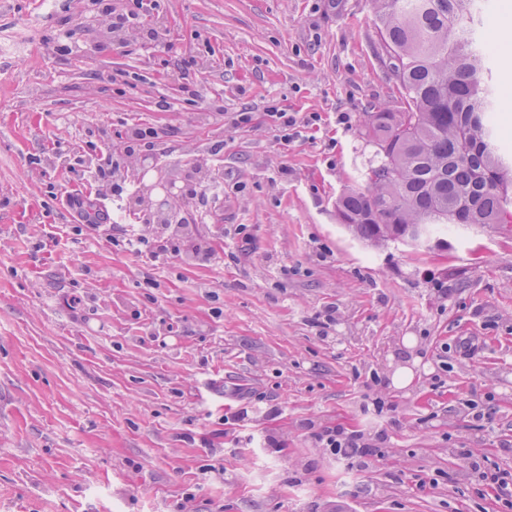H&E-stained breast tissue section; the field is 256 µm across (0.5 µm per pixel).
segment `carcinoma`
<instances>
[{
	"label": "carcinoma",
	"instance_id": "carcinoma-1",
	"mask_svg": "<svg viewBox=\"0 0 512 512\" xmlns=\"http://www.w3.org/2000/svg\"><path fill=\"white\" fill-rule=\"evenodd\" d=\"M477 0H372L381 62L400 110L374 112L377 146L365 187L336 201L355 237L373 243L448 245L453 224H507L512 180L490 114L499 109L481 82L484 54L475 37Z\"/></svg>",
	"mask_w": 512,
	"mask_h": 512
}]
</instances>
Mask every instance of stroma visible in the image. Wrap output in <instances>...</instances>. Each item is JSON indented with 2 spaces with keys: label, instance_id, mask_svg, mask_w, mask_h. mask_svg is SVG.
Instances as JSON below:
<instances>
[{
  "label": "stroma",
  "instance_id": "35a3bbf8",
  "mask_svg": "<svg viewBox=\"0 0 512 512\" xmlns=\"http://www.w3.org/2000/svg\"><path fill=\"white\" fill-rule=\"evenodd\" d=\"M145 22L156 40L108 34L93 0H0L26 44L0 71V512H512L471 467L512 472V223L419 252L336 217L371 113L400 107L371 0H158ZM476 37L510 155L512 52ZM131 125L157 131V173L224 182L220 208L143 225L180 254L125 243ZM105 150L129 196L94 177ZM74 187L110 223L76 231ZM333 427L363 434L366 466L319 448ZM271 108L274 112L269 113L278 121L279 131L282 133L281 139L288 143L297 138L300 133L297 128L300 125L296 116L293 113H288L286 109H279L276 105H272Z\"/></svg>",
  "mask_w": 512,
  "mask_h": 512
}]
</instances>
